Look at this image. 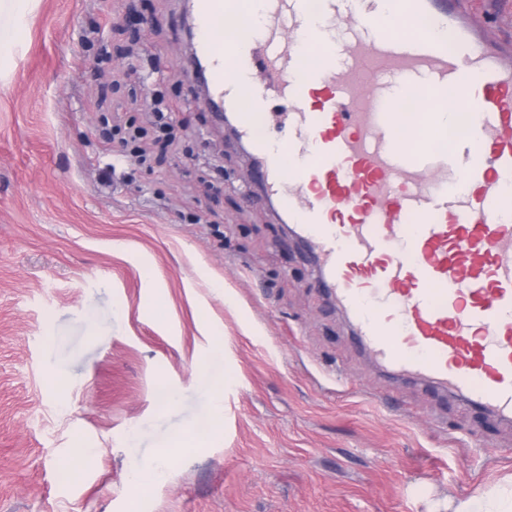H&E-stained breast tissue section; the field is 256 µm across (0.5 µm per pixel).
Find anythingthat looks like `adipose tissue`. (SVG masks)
Returning a JSON list of instances; mask_svg holds the SVG:
<instances>
[{
    "mask_svg": "<svg viewBox=\"0 0 512 512\" xmlns=\"http://www.w3.org/2000/svg\"><path fill=\"white\" fill-rule=\"evenodd\" d=\"M211 404L208 411L199 418L191 431L173 437L171 446L159 449L153 461L143 470L132 473V481L137 486L147 488L165 480L176 460V453L196 447L203 437L211 435L223 413V385L213 382L210 385Z\"/></svg>",
    "mask_w": 512,
    "mask_h": 512,
    "instance_id": "1",
    "label": "adipose tissue"
}]
</instances>
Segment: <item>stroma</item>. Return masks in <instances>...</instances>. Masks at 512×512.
<instances>
[{
    "label": "stroma",
    "mask_w": 512,
    "mask_h": 512,
    "mask_svg": "<svg viewBox=\"0 0 512 512\" xmlns=\"http://www.w3.org/2000/svg\"><path fill=\"white\" fill-rule=\"evenodd\" d=\"M28 29L0 84V512H454L512 486V424L357 345L192 95L180 0H40ZM155 91L179 141L101 184L103 116L145 123ZM210 379L217 442L132 485Z\"/></svg>",
    "instance_id": "35a3bbf8"
}]
</instances>
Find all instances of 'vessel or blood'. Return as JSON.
<instances>
[{"mask_svg":"<svg viewBox=\"0 0 512 512\" xmlns=\"http://www.w3.org/2000/svg\"><path fill=\"white\" fill-rule=\"evenodd\" d=\"M260 2L256 29L247 0H190V15L209 100L265 197L378 365L512 423V39L471 0H397L390 15L383 0ZM408 91L436 109L402 133ZM450 115L466 127L453 144Z\"/></svg>","mask_w":512,"mask_h":512,"instance_id":"1","label":"vessel or blood"}]
</instances>
